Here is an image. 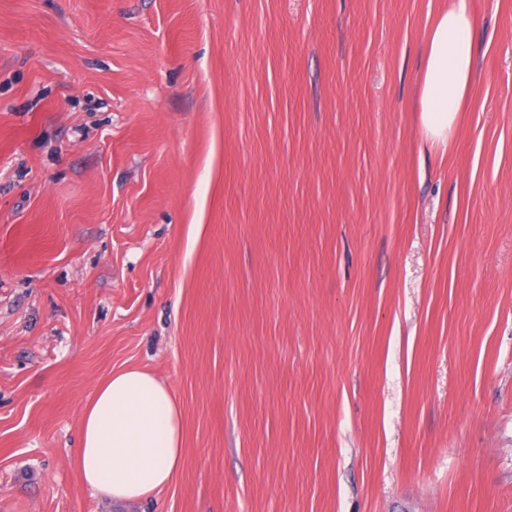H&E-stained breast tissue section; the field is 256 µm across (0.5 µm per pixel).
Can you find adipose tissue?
Returning a JSON list of instances; mask_svg holds the SVG:
<instances>
[{
    "instance_id": "adipose-tissue-1",
    "label": "adipose tissue",
    "mask_w": 512,
    "mask_h": 512,
    "mask_svg": "<svg viewBox=\"0 0 512 512\" xmlns=\"http://www.w3.org/2000/svg\"><path fill=\"white\" fill-rule=\"evenodd\" d=\"M471 0H443L425 40L420 124L430 144H448L474 67ZM82 483L118 502L139 501L167 487L183 463L181 409L155 373L129 367L96 391L72 451Z\"/></svg>"
}]
</instances>
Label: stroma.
Segmentation results:
<instances>
[{"instance_id": "1", "label": "stroma", "mask_w": 512, "mask_h": 512, "mask_svg": "<svg viewBox=\"0 0 512 512\" xmlns=\"http://www.w3.org/2000/svg\"><path fill=\"white\" fill-rule=\"evenodd\" d=\"M0 0V512H512V0ZM168 381L174 482L84 487L112 372ZM442 1L426 35L419 95L422 132L432 145H446L454 137L474 67L471 0Z\"/></svg>"}]
</instances>
